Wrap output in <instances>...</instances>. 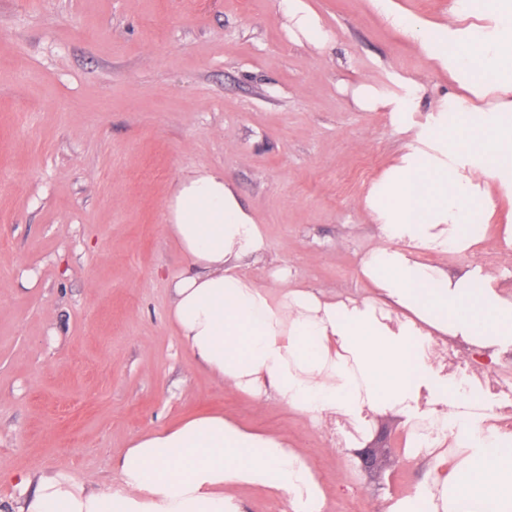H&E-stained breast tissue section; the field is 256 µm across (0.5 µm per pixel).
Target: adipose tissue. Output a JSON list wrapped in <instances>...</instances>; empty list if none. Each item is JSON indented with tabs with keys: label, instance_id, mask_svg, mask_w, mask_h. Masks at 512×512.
Listing matches in <instances>:
<instances>
[{
	"label": "adipose tissue",
	"instance_id": "ef3b65f1",
	"mask_svg": "<svg viewBox=\"0 0 512 512\" xmlns=\"http://www.w3.org/2000/svg\"><path fill=\"white\" fill-rule=\"evenodd\" d=\"M373 3L462 90L478 98L500 92L503 101L473 113L448 95L435 127L415 132L404 103L368 84L355 88L361 109L390 108L411 135L363 201L380 242L361 261L373 294L359 300L300 288L285 266L271 284H257L244 266L267 251L261 225L223 171L184 176L166 204V231L185 260L170 316L183 345L226 386L275 397L312 424L345 416L362 428L372 414L399 410L412 460L422 430L448 426L456 451L431 464L432 490L406 495L390 512H512V437L483 432L480 397L430 362L436 337L448 336L497 364L512 351V295L482 268L452 276L420 259L480 242L471 203L483 198L492 211L490 188L512 198V0H457L444 25L409 16L393 0ZM282 5L291 36L325 45L307 0ZM462 127L466 139L455 140ZM116 468L117 483L97 491L64 471L40 477L17 512H244L241 485L286 500L291 512H325L324 488L300 453L220 414L137 438Z\"/></svg>",
	"mask_w": 512,
	"mask_h": 512
}]
</instances>
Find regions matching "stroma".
<instances>
[{
  "mask_svg": "<svg viewBox=\"0 0 512 512\" xmlns=\"http://www.w3.org/2000/svg\"><path fill=\"white\" fill-rule=\"evenodd\" d=\"M307 2L329 33L320 48L289 35L280 0H0V512L24 477L106 488L137 437L216 412L284 437L326 512H388L425 485L403 414L336 447L333 425L224 386L169 321L184 260L166 203L203 169L223 170L266 234L246 268L257 283L285 264L324 297L372 293L363 199L410 135L353 90L400 98L415 82L418 129L458 87L370 0ZM508 223L512 200L497 196L477 246L427 261L481 266L511 293Z\"/></svg>",
  "mask_w": 512,
  "mask_h": 512,
  "instance_id": "stroma-1",
  "label": "stroma"
}]
</instances>
